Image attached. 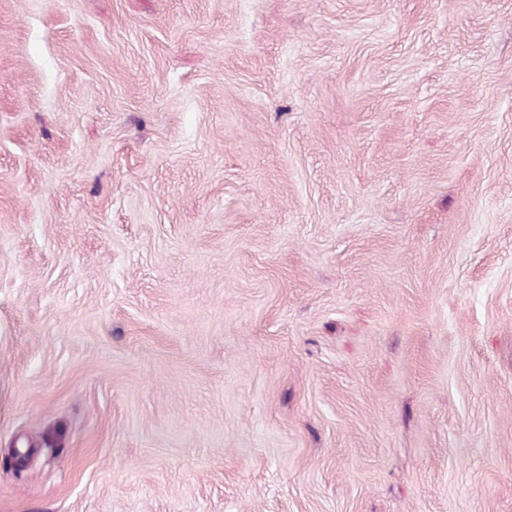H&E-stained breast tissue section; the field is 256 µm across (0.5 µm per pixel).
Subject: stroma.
Listing matches in <instances>:
<instances>
[{
  "mask_svg": "<svg viewBox=\"0 0 512 512\" xmlns=\"http://www.w3.org/2000/svg\"><path fill=\"white\" fill-rule=\"evenodd\" d=\"M0 512H512V0H0Z\"/></svg>",
  "mask_w": 512,
  "mask_h": 512,
  "instance_id": "35a3bbf8",
  "label": "stroma"
}]
</instances>
